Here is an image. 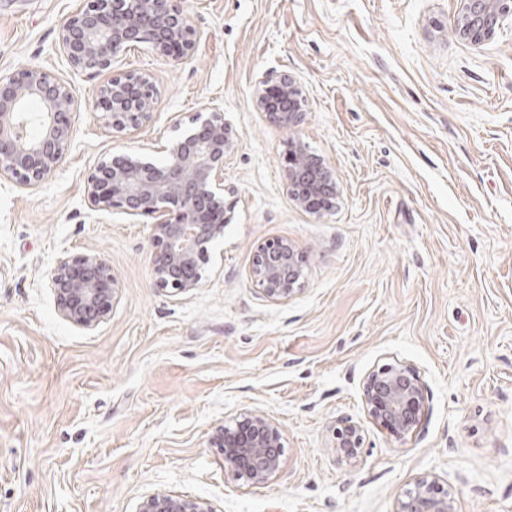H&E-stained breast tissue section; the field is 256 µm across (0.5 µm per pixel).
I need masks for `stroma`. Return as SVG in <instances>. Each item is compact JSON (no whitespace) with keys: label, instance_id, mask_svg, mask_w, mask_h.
Returning a JSON list of instances; mask_svg holds the SVG:
<instances>
[{"label":"stroma","instance_id":"obj_1","mask_svg":"<svg viewBox=\"0 0 512 512\" xmlns=\"http://www.w3.org/2000/svg\"><path fill=\"white\" fill-rule=\"evenodd\" d=\"M82 0H0V76L40 67L75 86L69 151L38 187L0 179V512H137L166 491L214 512H396L438 477L457 512H512V23L473 45L457 0H184L191 59L131 48L113 73L151 76L152 122L118 138L92 108L104 76L58 50ZM287 74L306 97L298 130L258 110ZM234 133L224 159L232 221L200 288L152 282L151 227L97 213L98 163L174 137L205 108ZM336 175L330 211L284 185L289 137ZM285 238L307 277L286 301L251 280L256 247ZM98 254L118 280L94 329L61 318L47 276ZM414 364L417 431L396 441L366 415L373 367ZM279 425L267 484L243 486L211 439L248 410ZM350 416L365 443L336 455ZM362 432L360 423L352 417L337 419L332 429V448L345 458H357L363 445Z\"/></svg>","mask_w":512,"mask_h":512}]
</instances>
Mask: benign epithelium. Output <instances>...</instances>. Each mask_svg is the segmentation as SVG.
Returning a JSON list of instances; mask_svg holds the SVG:
<instances>
[{
  "label": "benign epithelium",
  "mask_w": 512,
  "mask_h": 512,
  "mask_svg": "<svg viewBox=\"0 0 512 512\" xmlns=\"http://www.w3.org/2000/svg\"><path fill=\"white\" fill-rule=\"evenodd\" d=\"M453 33L479 45L512 22V0H458ZM139 44L175 61L191 57L196 32L183 0H84L63 23L60 53L70 67L88 76L112 69L114 61ZM257 108L283 128L302 121L306 98L296 80L283 74L254 89ZM158 90L143 73L111 75L95 94L93 107L103 128L125 135L151 122ZM75 87L42 68H22L0 79V178L36 187L62 163L71 144ZM234 145L224 113L199 112L191 125L152 154L133 153L101 162L88 176L92 211L121 209L151 220L156 252L154 285L174 293L200 287L214 247L224 239L232 216L224 201V157ZM286 189L299 207L308 198L335 207V172L306 152L298 138L288 140ZM305 255L290 240L277 238L257 246L251 279L272 301L287 300L302 290ZM60 316L91 330L112 310L118 283L110 265L93 254L61 257L48 276ZM367 416L399 441L418 428L426 411L425 385L418 370L396 360L370 370L363 381ZM282 432L266 414L249 410L235 427L220 430L215 445L235 480L246 486L268 483L278 471ZM362 427L351 417L336 420L332 447L341 456L358 457ZM139 512H213L209 503L171 493L143 498ZM397 512H456L455 498L433 475L418 478L398 501Z\"/></svg>",
  "instance_id": "benign-epithelium-1"
}]
</instances>
